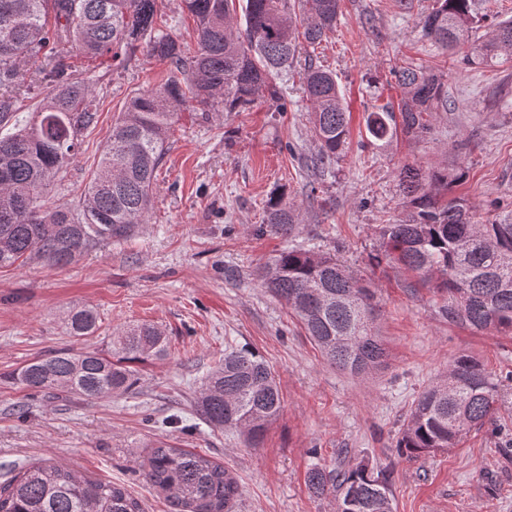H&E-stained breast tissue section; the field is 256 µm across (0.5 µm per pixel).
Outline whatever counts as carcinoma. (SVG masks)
<instances>
[{"label": "carcinoma", "mask_w": 512, "mask_h": 512, "mask_svg": "<svg viewBox=\"0 0 512 512\" xmlns=\"http://www.w3.org/2000/svg\"><path fill=\"white\" fill-rule=\"evenodd\" d=\"M235 0H181L196 22L198 50L183 54L157 25L156 0H0V268L39 259L65 266L88 252L124 240L146 223L168 132L179 112H244L260 98L279 99L276 79L301 49L336 27L339 0H245L239 26ZM473 0H436L422 19L434 47L469 40ZM67 43L79 54L128 64L138 49L166 59L170 74L156 89L125 102L76 207L47 209L43 194L78 154L83 134L97 123L95 91L76 77L59 52ZM512 55V22L463 58L477 68ZM47 89L35 120L16 119L24 107L14 92L25 77ZM398 110L371 112L366 129L377 141L402 130L418 137L430 130L424 114L448 103L443 77L422 67L395 72ZM317 154L322 168L342 152L349 115L334 75L313 62L304 73ZM464 172L398 169L409 213L377 227L376 264L396 263L426 280L436 278L445 296L442 312L477 330L512 331V212L477 224L459 200L441 204L432 189ZM264 223L292 234L297 216L282 199L271 200ZM262 287L298 317L306 335L330 364L353 375L384 367L388 354L375 331L376 289L363 283L336 254L313 247L282 250L260 272ZM68 335L82 339L98 329L94 310L67 317ZM168 340L152 323L120 328L112 350L56 349L16 369L14 383L32 392L61 391L86 400L132 393L138 377L130 364L163 357ZM509 384H504V381ZM502 381L481 363L459 356L448 372L424 389L396 442L400 457L414 458L455 447L472 429L497 421L512 393V372ZM205 424L234 429L256 447L282 409L276 377L248 349L228 347L194 400ZM141 466L144 481L161 491L175 512H234L237 484L224 465L165 442L150 445ZM306 483L317 496L333 495L336 512H394L389 476L365 462L338 472L316 464ZM0 512H144L139 501L110 482L93 480L57 464L37 463L0 487Z\"/></svg>", "instance_id": "cac0c4a2"}]
</instances>
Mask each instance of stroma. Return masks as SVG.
Returning <instances> with one entry per match:
<instances>
[{"label": "stroma", "instance_id": "stroma-1", "mask_svg": "<svg viewBox=\"0 0 512 512\" xmlns=\"http://www.w3.org/2000/svg\"><path fill=\"white\" fill-rule=\"evenodd\" d=\"M434 0H340L336 27L309 52L332 71L350 111L340 158L313 169L317 146L299 77L280 83V99L244 112L184 111L169 132L145 228L126 242L58 267L40 260L0 269V485L47 459L78 474L123 486L144 512H171L141 476L147 443L163 440L223 463L237 486L235 512H336L332 497L305 484L311 464L327 469L366 461L388 468L395 512H512V405L498 426L468 433L448 451L398 457L399 432L415 398L468 355L500 376L512 371V331H477L449 321L444 298L400 266L372 265L376 227L403 218L397 169H463V181L437 191L466 204L478 222L512 211V59L480 69L462 62L470 44L441 53L421 21ZM160 25L185 52L196 51L193 17L180 0H159ZM68 55L93 85L98 121L75 161L56 177L54 205H75L127 98L159 87L169 66L137 51L128 67ZM423 65L442 75L448 106L429 113L422 138L373 142L368 112L396 108L395 72ZM295 205L290 236L263 226L274 193ZM313 245L336 254L376 288L377 332L385 368L353 377L312 345L288 307L258 280L282 249ZM93 307L96 335L74 340L68 313ZM159 325L168 354L137 364L135 394L105 400L55 399L13 384L10 374L50 351H108L129 323ZM250 348L273 369L283 408L261 443L199 419L194 398L228 346Z\"/></svg>", "mask_w": 512, "mask_h": 512}]
</instances>
